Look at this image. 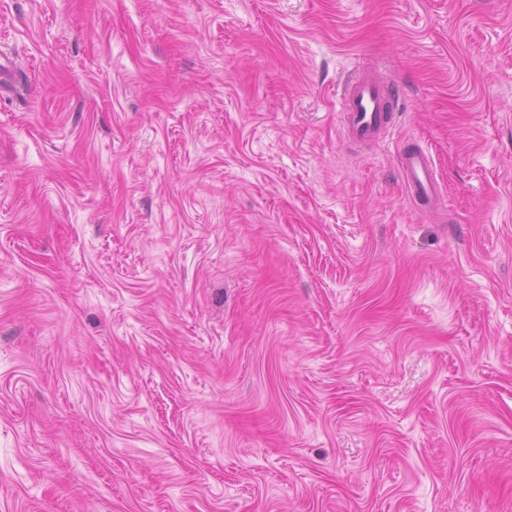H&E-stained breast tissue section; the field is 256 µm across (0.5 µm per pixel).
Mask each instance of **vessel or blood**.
Returning <instances> with one entry per match:
<instances>
[{
    "mask_svg": "<svg viewBox=\"0 0 512 512\" xmlns=\"http://www.w3.org/2000/svg\"><path fill=\"white\" fill-rule=\"evenodd\" d=\"M340 108L343 134L355 142L389 136L396 125V104L389 85L367 73L346 80ZM399 169L402 184L410 197L440 206L442 189L435 177V162L423 147L402 149Z\"/></svg>",
    "mask_w": 512,
    "mask_h": 512,
    "instance_id": "1",
    "label": "vessel or blood"
}]
</instances>
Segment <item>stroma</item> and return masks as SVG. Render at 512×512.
I'll return each mask as SVG.
<instances>
[{
  "label": "stroma",
  "mask_w": 512,
  "mask_h": 512,
  "mask_svg": "<svg viewBox=\"0 0 512 512\" xmlns=\"http://www.w3.org/2000/svg\"><path fill=\"white\" fill-rule=\"evenodd\" d=\"M0 56V512H512V0H0ZM390 85L368 73L346 80L340 108L344 136L355 142L387 137L396 125V107ZM401 181L408 195L438 208L442 189L435 177L433 157L421 146L403 148L399 154Z\"/></svg>",
  "instance_id": "35a3bbf8"
}]
</instances>
